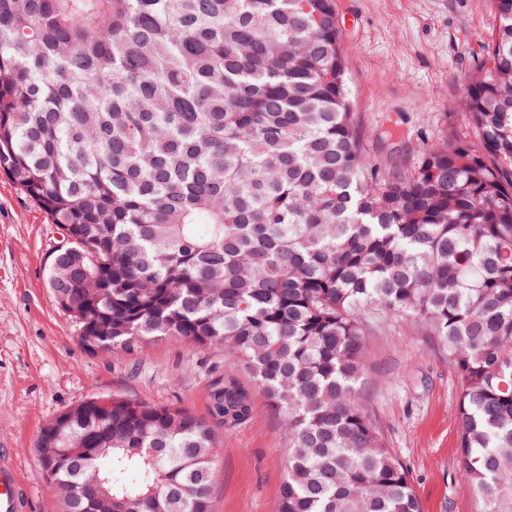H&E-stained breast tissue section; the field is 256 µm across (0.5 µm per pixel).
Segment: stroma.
<instances>
[{"instance_id":"35a3bbf8","label":"stroma","mask_w":512,"mask_h":512,"mask_svg":"<svg viewBox=\"0 0 512 512\" xmlns=\"http://www.w3.org/2000/svg\"><path fill=\"white\" fill-rule=\"evenodd\" d=\"M336 10L371 154L388 158L376 138L391 126L402 153L464 132L454 103L490 38L489 0H336ZM60 233L0 175V441L34 490L33 512H59L34 450L49 419L89 398L121 396L178 405L207 421L210 388L225 379L249 394L252 410L235 427L215 429L212 512H276L288 459L283 411L217 348L162 337L133 354L81 350L77 324L46 282ZM365 354L361 397L409 469L422 512H478L460 481L459 380L447 353L418 325L387 317L366 337Z\"/></svg>"}]
</instances>
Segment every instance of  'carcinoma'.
<instances>
[{
    "instance_id": "1",
    "label": "carcinoma",
    "mask_w": 512,
    "mask_h": 512,
    "mask_svg": "<svg viewBox=\"0 0 512 512\" xmlns=\"http://www.w3.org/2000/svg\"><path fill=\"white\" fill-rule=\"evenodd\" d=\"M468 133L400 164L352 111L335 0H0V174L71 251L47 284L133 353L175 336L284 411L278 512H421L358 386L383 314L458 378L463 487L512 512V0H490ZM224 426L248 395L211 396ZM35 448L62 512H211L218 448L190 410L112 398Z\"/></svg>"
}]
</instances>
